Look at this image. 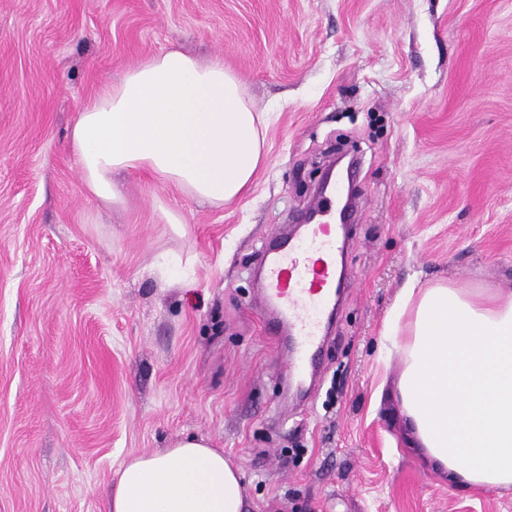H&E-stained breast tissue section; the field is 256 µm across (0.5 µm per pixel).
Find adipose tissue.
I'll return each instance as SVG.
<instances>
[{
	"label": "adipose tissue",
	"mask_w": 512,
	"mask_h": 512,
	"mask_svg": "<svg viewBox=\"0 0 512 512\" xmlns=\"http://www.w3.org/2000/svg\"><path fill=\"white\" fill-rule=\"evenodd\" d=\"M265 113L216 59L170 50L127 71L83 105L71 131L89 195L122 200L138 173L221 206L252 184L264 159ZM392 327L402 359L400 415L420 459L462 490L512 489V293L409 284ZM241 467L203 437L125 461L104 512H245Z\"/></svg>",
	"instance_id": "ef3b65f1"
}]
</instances>
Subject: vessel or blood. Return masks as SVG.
Here are the masks:
<instances>
[{"instance_id": "obj_1", "label": "vessel or blood", "mask_w": 512, "mask_h": 512, "mask_svg": "<svg viewBox=\"0 0 512 512\" xmlns=\"http://www.w3.org/2000/svg\"><path fill=\"white\" fill-rule=\"evenodd\" d=\"M337 199L328 193L316 199L317 223L307 225L304 235L283 243L265 256L264 300L278 312L271 334L286 330L280 340L286 368L304 374L316 361L322 342L323 318L336 288V261L345 239L336 222Z\"/></svg>"}]
</instances>
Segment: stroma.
Listing matches in <instances>:
<instances>
[{
	"label": "stroma",
	"mask_w": 512,
	"mask_h": 512,
	"mask_svg": "<svg viewBox=\"0 0 512 512\" xmlns=\"http://www.w3.org/2000/svg\"><path fill=\"white\" fill-rule=\"evenodd\" d=\"M174 48L269 113L264 161L221 207L134 174L104 205L77 111ZM346 150L350 286L299 380L260 271ZM413 279L512 290V0H0V512H104L129 455L187 436L242 466L247 512H512L407 443L379 347Z\"/></svg>",
	"instance_id": "stroma-1"
}]
</instances>
